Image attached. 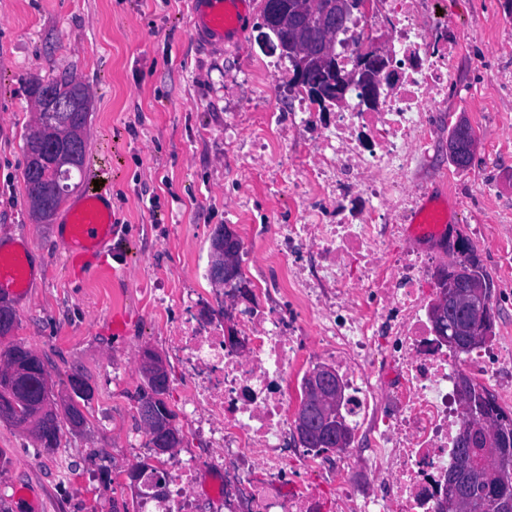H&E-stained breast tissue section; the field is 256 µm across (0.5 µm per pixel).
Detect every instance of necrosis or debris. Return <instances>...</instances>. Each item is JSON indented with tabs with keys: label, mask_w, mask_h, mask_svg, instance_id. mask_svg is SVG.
<instances>
[{
	"label": "necrosis or debris",
	"mask_w": 512,
	"mask_h": 512,
	"mask_svg": "<svg viewBox=\"0 0 512 512\" xmlns=\"http://www.w3.org/2000/svg\"><path fill=\"white\" fill-rule=\"evenodd\" d=\"M430 2L368 0L340 34L347 70L382 45L376 98L353 85L326 110L291 87L312 150L289 167L288 194L317 203L298 223L261 228L281 278L225 289L216 306L201 291L161 289L162 302L183 307L168 338L183 366V411L211 446L165 460L167 483L146 485L139 512H436L464 418L459 375L512 404V346L492 337L463 356L429 320L448 212L425 207L416 176L457 48ZM321 361L345 386L357 439L329 458L290 444L301 400L293 377Z\"/></svg>",
	"instance_id": "4bbe7bcc"
}]
</instances>
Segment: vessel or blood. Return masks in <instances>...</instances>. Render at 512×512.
Segmentation results:
<instances>
[{"mask_svg":"<svg viewBox=\"0 0 512 512\" xmlns=\"http://www.w3.org/2000/svg\"><path fill=\"white\" fill-rule=\"evenodd\" d=\"M249 16L247 0H193L194 38L214 49L237 46ZM104 172L95 162L83 171L84 188L63 209L60 222L68 244L66 260L75 270H91L101 264V251L111 242L115 226L107 187H96ZM32 280L25 255L0 248V289L24 294Z\"/></svg>","mask_w":512,"mask_h":512,"instance_id":"1","label":"vessel or blood"}]
</instances>
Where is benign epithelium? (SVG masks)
Instances as JSON below:
<instances>
[{
    "label": "benign epithelium",
    "mask_w": 512,
    "mask_h": 512,
    "mask_svg": "<svg viewBox=\"0 0 512 512\" xmlns=\"http://www.w3.org/2000/svg\"><path fill=\"white\" fill-rule=\"evenodd\" d=\"M363 7L362 0H328L326 3L323 0H263L260 40L269 46L277 45L284 55H291L301 71L315 65L327 67L335 57L337 36L352 13ZM382 55L381 46L373 45L363 53L358 68L351 71L332 68L331 77L317 87L319 95L341 104L344 87L355 81L359 74L365 79L366 94H376L372 69L381 68ZM33 101L39 112H67L72 107L71 94L62 86L42 87L35 92ZM71 142V137L65 133L52 139L48 147L53 158L50 167L57 168L68 162L67 147ZM473 153L474 142L468 136L466 120L460 118L453 124L452 135L448 138V155L456 165L467 167ZM236 241V234L228 228L221 240L212 243L209 273L219 285L230 276ZM477 272L478 259L474 257L448 265V291L439 296L432 312L437 324L448 326L452 346L459 351L467 349L478 336L491 334L484 328L476 330L473 324V317L484 318L489 312L484 299L486 284ZM139 364L153 383L160 384L166 367L160 355L145 350L140 355ZM302 391L305 396L303 409L296 411L293 421L298 444L311 446L325 439L336 442V451H347L350 440L340 411L344 388L335 369L318 366L309 371ZM511 423L487 413L468 418L460 435L462 460L446 480L445 512H467L470 499L466 488L472 485L484 486L485 493L494 499L498 512H512V474L501 470L495 486L486 484V469L499 461L496 434Z\"/></svg>",
    "instance_id": "benign-epithelium-1"
}]
</instances>
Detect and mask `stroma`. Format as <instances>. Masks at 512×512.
Listing matches in <instances>:
<instances>
[{
  "label": "stroma",
  "instance_id": "stroma-1",
  "mask_svg": "<svg viewBox=\"0 0 512 512\" xmlns=\"http://www.w3.org/2000/svg\"><path fill=\"white\" fill-rule=\"evenodd\" d=\"M459 42L454 78L438 114L464 116L474 158H448V136L430 151L447 183L430 182L453 207V233L512 226V0H444ZM252 0L243 45L216 50L190 32L191 0H0V245L24 247L35 270L13 302L11 341L39 354L56 391L81 375L92 388L80 429L63 427L54 454L0 420V505L7 512H109L136 503L129 485L103 482L152 463L136 411L139 354L158 352L170 372V405L182 372L166 338L181 318L153 294L222 287L209 278L211 236L226 224H293L288 165L306 139L266 115L297 111L288 60L258 41ZM70 74L88 90L86 154L106 174L116 231L106 269L74 271L57 223L36 222L27 202L25 142L36 125L28 93L37 76Z\"/></svg>",
  "mask_w": 512,
  "mask_h": 512
}]
</instances>
